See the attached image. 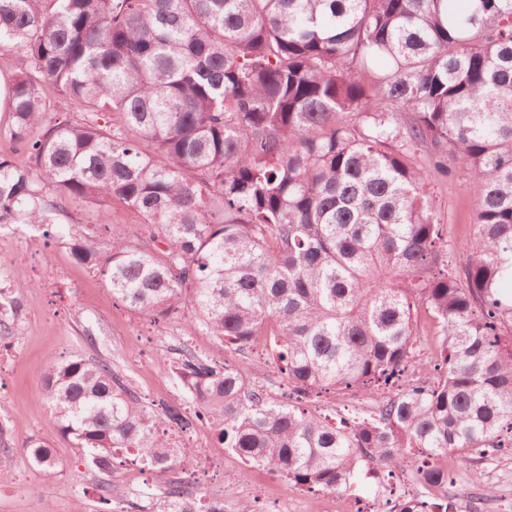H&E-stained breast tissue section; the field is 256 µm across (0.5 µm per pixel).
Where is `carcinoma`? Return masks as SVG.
I'll return each instance as SVG.
<instances>
[{
	"label": "carcinoma",
	"mask_w": 512,
	"mask_h": 512,
	"mask_svg": "<svg viewBox=\"0 0 512 512\" xmlns=\"http://www.w3.org/2000/svg\"><path fill=\"white\" fill-rule=\"evenodd\" d=\"M0 50L21 62L0 136L26 154L0 153V232L55 225L112 299L152 316L188 300L224 345L273 344L297 391L381 398L335 424L258 386L260 364L186 349L180 383L219 444L308 491L347 488L365 459L391 474L419 455L429 494L397 512H448L441 456L480 487L475 460L512 451V0H0ZM421 144L479 187L451 271L428 174L407 162ZM70 197L107 236L62 222ZM114 203L155 231L128 236ZM21 288L0 286L1 344L19 338ZM421 308L443 374L386 396ZM41 395L100 472L121 450L160 476L187 462L157 437L189 425L181 407L156 418L105 362L50 367ZM28 458L57 471L40 439ZM159 512L254 510L169 481Z\"/></svg>",
	"instance_id": "1"
}]
</instances>
